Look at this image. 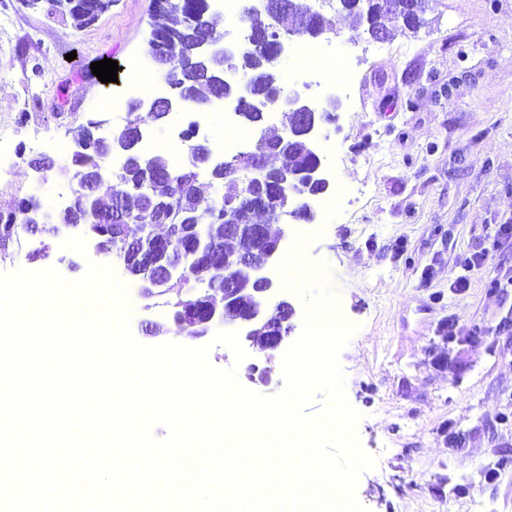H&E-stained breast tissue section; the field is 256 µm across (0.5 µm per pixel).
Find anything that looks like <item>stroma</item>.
<instances>
[{
    "mask_svg": "<svg viewBox=\"0 0 512 512\" xmlns=\"http://www.w3.org/2000/svg\"><path fill=\"white\" fill-rule=\"evenodd\" d=\"M418 33L391 24L376 42L337 21L332 47L349 50L347 84L310 87L308 97H335L337 119L322 157L339 202L331 220L290 225L309 236V261L331 269L337 306L357 324L358 339L340 351L345 395L359 413L361 450L375 456L355 498L366 512H512V469L495 482L500 448L512 449V338L499 327L512 314V0H425ZM154 0H115L91 24L0 0V211L20 200L69 195L57 177L38 183L31 159L46 154L65 165L57 140L75 145L88 121L127 123L129 61L146 56ZM75 60H68V53ZM117 61L104 83L92 62ZM510 225L500 233V225ZM89 236L18 228L0 247V273L56 270L84 278L107 254ZM487 252L483 267L469 268ZM469 284L460 288L458 277ZM126 309L141 344L175 342L208 347L218 369L236 368L241 386L272 396L284 385L281 356L246 347L235 361L213 335L194 338L159 320L163 297L129 288ZM463 345L443 343L447 334ZM462 358L464 371L435 365L428 355ZM270 367L268 381L251 379L250 365ZM462 433L458 447L449 431Z\"/></svg>",
    "mask_w": 512,
    "mask_h": 512,
    "instance_id": "35a3bbf8",
    "label": "stroma"
}]
</instances>
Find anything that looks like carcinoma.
<instances>
[{"label": "carcinoma", "instance_id": "carcinoma-1", "mask_svg": "<svg viewBox=\"0 0 512 512\" xmlns=\"http://www.w3.org/2000/svg\"><path fill=\"white\" fill-rule=\"evenodd\" d=\"M340 12L345 14L353 28L367 27L376 33L386 30V18L400 22L408 30H416L420 23L406 13L408 0H395L391 11L382 8L379 0H337ZM99 0H75L70 17L77 24L87 25L98 17ZM294 8L286 7L274 19L265 21L257 14H249V38L254 49L246 55L224 60L221 68L201 59L196 52L199 36L212 34L216 28L207 11V0H157L156 40L158 64L173 82L190 91L193 103L203 109L212 98L226 91L223 72L238 69L250 72L254 81L250 89L253 100L263 102L282 82L278 68L276 41L268 35L270 29L281 37L288 32H300L309 41H315L333 30V19L318 11L300 18L294 24ZM125 133L112 138L87 139L85 149L72 155L70 165L62 175L83 188L97 181L108 148L122 142ZM278 140L261 135L245 149L224 158V169L203 181L189 162L176 166L166 156L155 154L144 157L130 151L127 170L112 174L125 200L123 219H118L109 208H98L91 220L90 231L112 252V256L127 265L129 273L138 281L153 284L163 292L175 295L174 304L205 298L211 289L224 284V264L209 265L200 252L208 248L217 254H232L224 242V211L232 209L240 224H274L275 213L289 209L307 211L305 200L323 192L309 181L308 173L322 161L308 136L296 124L288 129L286 151L276 150ZM270 155L282 158L278 167H266L258 173L257 161ZM221 185L219 208L209 205L211 194L203 193L201 186ZM169 203L175 223L169 225L167 251L157 246L162 203ZM16 210L28 215L34 228L42 223V206L29 198L21 200ZM136 224L140 234L131 247L127 227ZM141 257H136L137 253Z\"/></svg>", "mask_w": 512, "mask_h": 512}]
</instances>
